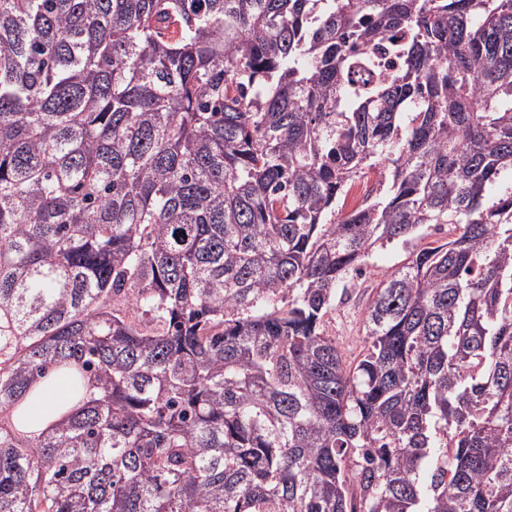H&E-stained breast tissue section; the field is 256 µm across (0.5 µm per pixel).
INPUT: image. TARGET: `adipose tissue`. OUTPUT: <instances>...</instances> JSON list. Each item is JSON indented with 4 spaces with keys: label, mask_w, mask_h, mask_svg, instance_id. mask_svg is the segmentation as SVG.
<instances>
[{
    "label": "adipose tissue",
    "mask_w": 512,
    "mask_h": 512,
    "mask_svg": "<svg viewBox=\"0 0 512 512\" xmlns=\"http://www.w3.org/2000/svg\"><path fill=\"white\" fill-rule=\"evenodd\" d=\"M72 371L58 367L40 377L30 392L19 401L17 412L26 416L21 433L29 438H37L54 428L62 420L74 413L87 400L92 392L90 379H82L79 389H72Z\"/></svg>",
    "instance_id": "ef3b65f1"
}]
</instances>
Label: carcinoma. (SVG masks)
<instances>
[{"label":"carcinoma","mask_w":512,"mask_h":512,"mask_svg":"<svg viewBox=\"0 0 512 512\" xmlns=\"http://www.w3.org/2000/svg\"><path fill=\"white\" fill-rule=\"evenodd\" d=\"M0 512H512V0H0ZM446 230L447 225L436 233L432 226L409 238L407 242L378 248L366 261L363 275L350 277L344 288H339L336 304L325 317L324 329L326 335L336 341L347 362L355 360L362 350V323L373 289L405 263L411 253L434 240L448 241ZM69 367H57L40 377L31 391L17 404L12 419L16 429L28 438L36 439L54 428L62 420L74 413L89 397L92 387L91 379L86 376L81 380L80 393L75 394L71 387ZM24 412L26 424L21 425L17 419Z\"/></svg>","instance_id":"1"}]
</instances>
